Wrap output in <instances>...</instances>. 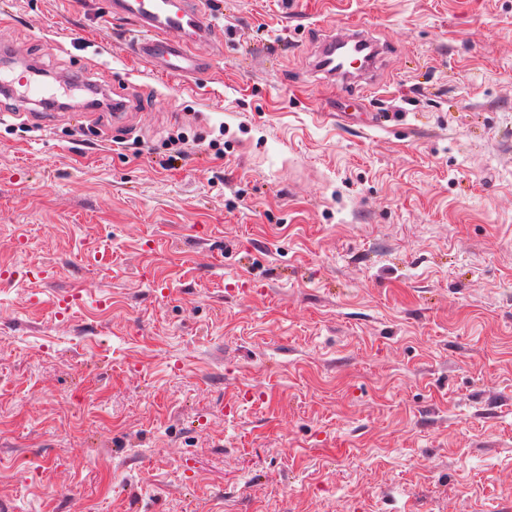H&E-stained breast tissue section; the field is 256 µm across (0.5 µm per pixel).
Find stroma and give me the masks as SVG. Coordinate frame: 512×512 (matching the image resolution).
<instances>
[{"instance_id":"1","label":"stroma","mask_w":512,"mask_h":512,"mask_svg":"<svg viewBox=\"0 0 512 512\" xmlns=\"http://www.w3.org/2000/svg\"><path fill=\"white\" fill-rule=\"evenodd\" d=\"M106 2L0 0L88 88L0 125V512H512V0H212L196 81ZM350 30H355V29H350V28L341 29L340 34L337 37L336 36L333 37L331 39V41H329V43L327 44V47L330 46V49H329V51H330L337 44L339 46L342 44H349L350 42H354L355 45H362L364 50H368V53L366 55V59H367L366 70H367L372 63V62H370V60L372 59V61H373V59H374L373 57H375L376 52L375 53L370 52V45H369L370 41L369 40H367L366 38L359 36V35L347 33ZM328 52H326L322 57L319 56L318 60L316 61L317 69L319 71H323L324 73H326V75H328L330 77L336 78V80L341 81L343 84H350V81L354 76L350 75L347 72L348 70H344L343 66H341L339 63L336 62V52L334 53V55L332 56V58L329 61V64L333 68L326 64ZM368 62H370V63L368 64Z\"/></svg>"}]
</instances>
